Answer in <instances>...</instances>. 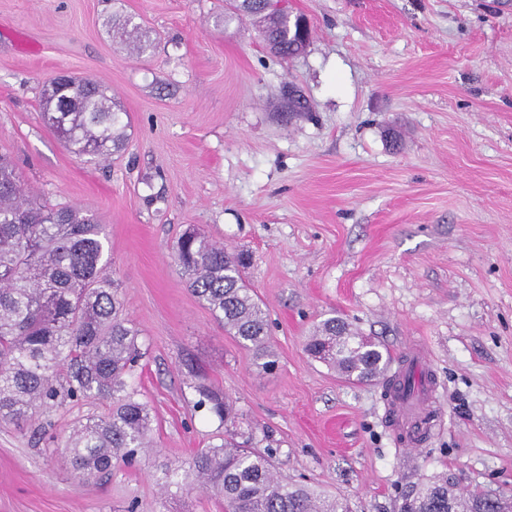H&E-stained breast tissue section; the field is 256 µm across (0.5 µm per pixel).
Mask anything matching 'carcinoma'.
<instances>
[{
  "mask_svg": "<svg viewBox=\"0 0 512 512\" xmlns=\"http://www.w3.org/2000/svg\"><path fill=\"white\" fill-rule=\"evenodd\" d=\"M267 5L259 0L244 9L228 0L225 16L255 18L259 35L281 57L303 53L307 41L288 25V10L273 20L264 13ZM121 30L138 53L150 51L132 19ZM108 92L89 78L54 79L42 91L41 120L69 153L105 159L125 142ZM172 250L190 291L224 331L257 358L272 357L269 312L249 287L241 258L197 228L183 232ZM109 268L96 215L32 201L10 159L0 154V421L21 428L38 408L104 405V412L75 425L60 453L81 480L109 474L150 447L151 408L127 381L142 358L140 331L122 317ZM305 348L348 380L376 378L391 361L387 349L339 317L324 320ZM192 389L197 405L224 424V397L202 382ZM158 480L167 490L211 491L224 501V512L346 510L334 498L281 481L269 457L226 442L199 449L187 463L160 464ZM404 500L411 512H512L511 497L463 495L446 476L416 485Z\"/></svg>",
  "mask_w": 512,
  "mask_h": 512,
  "instance_id": "1",
  "label": "carcinoma"
}]
</instances>
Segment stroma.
I'll return each mask as SVG.
<instances>
[{"label":"stroma","instance_id":"1","mask_svg":"<svg viewBox=\"0 0 512 512\" xmlns=\"http://www.w3.org/2000/svg\"><path fill=\"white\" fill-rule=\"evenodd\" d=\"M304 54L275 55L224 0H0V153L30 192L94 212L154 411L131 466L81 484L51 457L87 404L0 422V512H224L165 490L161 460L231 437L349 512H399L434 475L512 495V0H288ZM133 19L154 49L109 31ZM111 87L122 151L94 164L40 118L58 73ZM189 227L247 258L277 367L225 333L172 251ZM338 316L394 362L427 354L443 424L405 449L386 383H358L305 341ZM224 393L225 424L196 378ZM191 388L198 397L196 404L199 407H206L212 418L216 419L220 425L224 424L227 411L224 397L202 382L194 384Z\"/></svg>","mask_w":512,"mask_h":512}]
</instances>
